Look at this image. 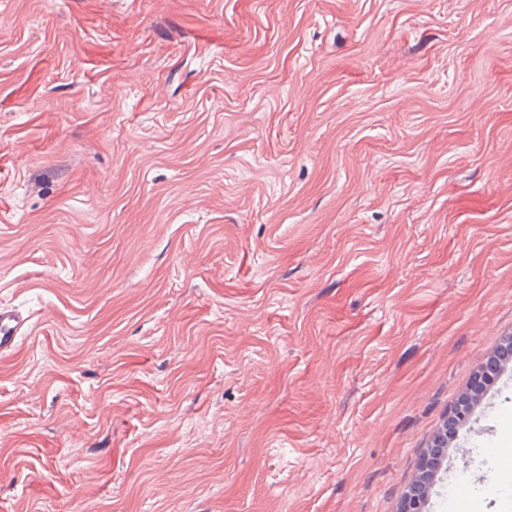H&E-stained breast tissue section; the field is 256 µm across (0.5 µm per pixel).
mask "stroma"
<instances>
[{
	"instance_id": "stroma-1",
	"label": "stroma",
	"mask_w": 512,
	"mask_h": 512,
	"mask_svg": "<svg viewBox=\"0 0 512 512\" xmlns=\"http://www.w3.org/2000/svg\"><path fill=\"white\" fill-rule=\"evenodd\" d=\"M0 306V512H399L512 335V0H0ZM26 323L19 312L7 307H0V353L10 350L15 340L21 335ZM497 357L489 360L485 364L479 366L476 370V378L473 384V388L471 393L466 394L460 404L456 412L451 416L450 420L456 421L458 419H464L465 415L470 411L473 401L480 395V392L484 386V376L485 373L488 372V369L493 366L496 368Z\"/></svg>"
}]
</instances>
